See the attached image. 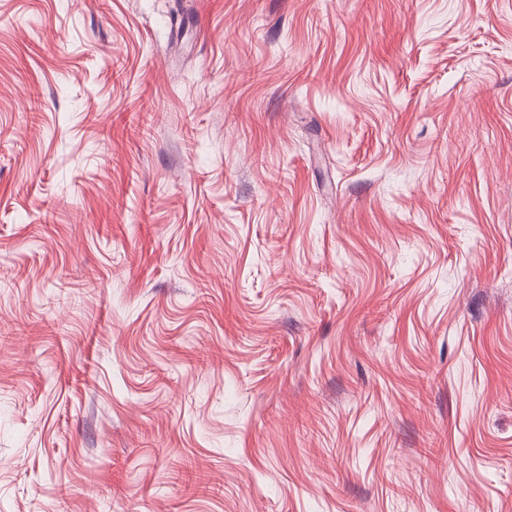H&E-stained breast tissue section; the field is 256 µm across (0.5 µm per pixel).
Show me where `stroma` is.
Segmentation results:
<instances>
[{"label": "stroma", "mask_w": 512, "mask_h": 512, "mask_svg": "<svg viewBox=\"0 0 512 512\" xmlns=\"http://www.w3.org/2000/svg\"><path fill=\"white\" fill-rule=\"evenodd\" d=\"M0 512H512V0H0Z\"/></svg>", "instance_id": "35a3bbf8"}]
</instances>
